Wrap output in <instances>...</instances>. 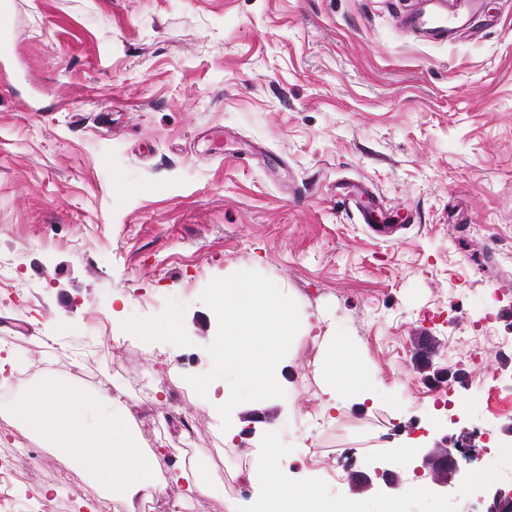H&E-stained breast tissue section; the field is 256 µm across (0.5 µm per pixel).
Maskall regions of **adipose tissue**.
I'll list each match as a JSON object with an SVG mask.
<instances>
[{
	"label": "adipose tissue",
	"instance_id": "obj_1",
	"mask_svg": "<svg viewBox=\"0 0 512 512\" xmlns=\"http://www.w3.org/2000/svg\"><path fill=\"white\" fill-rule=\"evenodd\" d=\"M320 371L326 408H335L337 400L363 388L350 348L341 337H325ZM10 411L27 433L59 449L86 471L107 512H123L148 487L161 494L179 490L185 501L208 488V478L201 472L175 471L159 477L164 452L141 448L123 404L109 394L92 396L46 374L13 398ZM277 455L276 441H269L256 468L243 474L255 490L251 512H356L355 501L327 497L315 484L290 483L277 465Z\"/></svg>",
	"mask_w": 512,
	"mask_h": 512
}]
</instances>
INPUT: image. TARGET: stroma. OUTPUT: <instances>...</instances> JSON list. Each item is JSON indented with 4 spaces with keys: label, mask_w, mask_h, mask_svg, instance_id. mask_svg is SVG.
<instances>
[{
    "label": "stroma",
    "mask_w": 512,
    "mask_h": 512,
    "mask_svg": "<svg viewBox=\"0 0 512 512\" xmlns=\"http://www.w3.org/2000/svg\"><path fill=\"white\" fill-rule=\"evenodd\" d=\"M419 0H13L0 80V343L79 358L121 396L164 470L198 460L212 484L176 512H226L269 434L290 479L371 512L428 474L394 459L452 447L473 424L512 440V0H482L469 31L407 36ZM371 223H363L361 212ZM252 270L313 329L282 368L264 422L194 410L169 376L210 369L200 295ZM164 321L151 348L132 327ZM356 350L368 395L326 409L327 336ZM110 349H103V342ZM196 416L192 438L169 421ZM357 449L355 485L341 465ZM0 512L57 498L80 512L88 476L20 458Z\"/></svg>",
    "instance_id": "1"
}]
</instances>
